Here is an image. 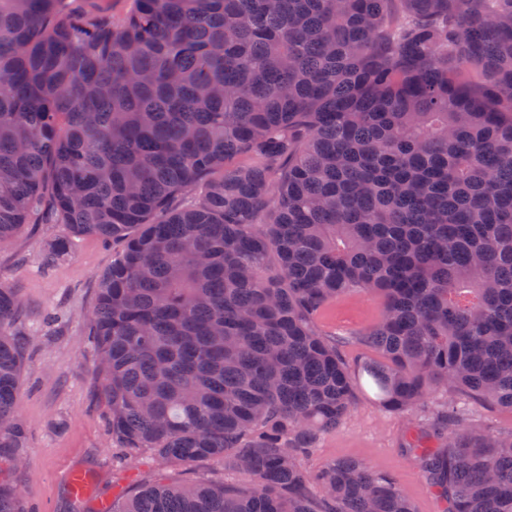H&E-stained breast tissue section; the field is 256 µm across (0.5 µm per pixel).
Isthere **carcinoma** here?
Instances as JSON below:
<instances>
[{
  "label": "carcinoma",
  "instance_id": "carcinoma-1",
  "mask_svg": "<svg viewBox=\"0 0 512 512\" xmlns=\"http://www.w3.org/2000/svg\"><path fill=\"white\" fill-rule=\"evenodd\" d=\"M0 0V246H119L86 320L112 446L242 482L146 480L103 512H415L303 458L356 404L512 409V0ZM383 297L350 363L318 320ZM0 282V512H22L25 344ZM444 512H512V432L430 411Z\"/></svg>",
  "mask_w": 512,
  "mask_h": 512
}]
</instances>
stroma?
<instances>
[{
  "label": "stroma",
  "mask_w": 512,
  "mask_h": 512,
  "mask_svg": "<svg viewBox=\"0 0 512 512\" xmlns=\"http://www.w3.org/2000/svg\"><path fill=\"white\" fill-rule=\"evenodd\" d=\"M63 225L26 228L0 246V278L15 289L20 305L14 332L27 342L22 372L20 419L27 430L23 463L12 473L25 512H76L68 475L80 469L92 474L91 493L98 502L111 501L115 492L133 489L157 472L145 456L117 460L105 402L84 320L96 303L100 277L116 256L111 243L94 236L74 239L70 253L48 264V242L62 234ZM383 300L355 292L331 304L320 320L326 334L342 338L351 360L372 357L356 336L376 322ZM460 403L470 423L492 433L512 431V410L474 398ZM422 413H390L380 408L367 387L358 403L326 433L305 460L316 470L335 459H356L394 474L416 512H441L417 459L408 448L411 429L423 423Z\"/></svg>",
  "instance_id": "35a3bbf8"
}]
</instances>
